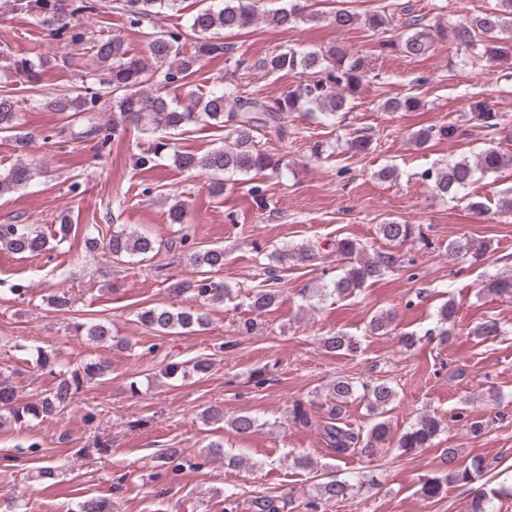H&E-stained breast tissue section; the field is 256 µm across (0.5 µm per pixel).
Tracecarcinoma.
Listing matches in <instances>:
<instances>
[{
  "instance_id": "cac0c4a2",
  "label": "carcinoma",
  "mask_w": 512,
  "mask_h": 512,
  "mask_svg": "<svg viewBox=\"0 0 512 512\" xmlns=\"http://www.w3.org/2000/svg\"><path fill=\"white\" fill-rule=\"evenodd\" d=\"M182 0H116L118 9L132 28H139L145 21L158 22L169 13L181 10ZM10 11L27 14L43 32L46 40L57 41L70 49L63 61L77 65L83 59L94 63L90 71H78V83L54 92L39 88V70L53 62L44 53L32 51L30 57L11 59L6 44H0V80L8 85L0 89V133H8L17 148L24 149L30 136L21 131L20 111L22 99L16 94L20 84L30 95L37 97L40 105L51 109L67 120L81 116L88 124L87 133L94 136L104 147L127 136L130 129L154 135L158 131L166 135L153 139L135 157V164L142 170L155 166L156 159L165 151L173 152V161L180 169L211 177L210 190L217 197L233 188L234 176L251 172H281L282 159L265 151L262 140L288 142V113L318 112L325 120L351 111V101L370 67L364 55L346 51L332 45L324 50H302L295 47L275 49L264 57L250 62L237 56L236 46L219 37L217 31L237 33L251 28L264 19L278 28L293 29L300 23L325 19L338 30H347L358 24L359 15L347 7L329 12L314 8L310 0H290L286 7L273 12L259 13L257 0H217L215 5L200 7L190 18L186 29L177 26L163 28L152 33L147 42V57L131 53L119 36L80 24V20L101 12L105 0H7ZM393 16L386 10L374 11L365 18V25L377 36L374 44L379 54L403 53L408 57H421L435 50L437 41L452 38L463 53V66L479 70L491 59L503 53L504 45L512 43V0H496L494 6L482 11L453 28L438 23L425 24L423 18L414 16L402 24L395 34L391 28ZM224 56L235 66V71L251 68L269 74L300 73L307 79L295 91L273 100H266L246 84L229 83L206 94L188 92V103L179 106L167 100L161 88L172 84H188L189 77L199 63L207 58ZM421 103L418 95L408 93L401 98H388L381 105L385 112H407ZM112 112V122L96 121L98 112ZM471 120L483 129L492 130L501 138L512 140V123L486 106L471 112ZM212 125L224 129V143L203 153L180 151L170 141V135L189 125ZM458 133L453 123L422 128L412 134L411 140L425 147L434 137L452 138ZM512 167V155L496 148H487L472 161L461 156L444 166L425 172L424 179L433 182L434 190L452 200L465 199L466 190L476 174L498 173ZM34 173L23 163L7 170H0V195L21 189L31 181ZM168 223L180 226L189 223L185 203L177 201L168 209ZM95 236L85 239L86 247L95 251L103 249L113 262H150L160 246L151 236L114 227L102 233L93 225ZM382 239L405 244L416 239L424 240L418 224H410L399 218H386L377 227ZM0 244L17 253L30 256L44 255L54 249L49 238L30 224H0ZM336 256L345 261L342 273L319 288L306 294L308 298L323 299L332 295L339 299L357 295L370 282L391 271L398 263L392 253L370 251L368 246L355 238L343 237L333 243ZM167 249L190 251L189 262L197 268V276L174 281L167 287L170 299L141 309L137 321L157 336H167L179 330H196L204 326L206 315L197 308L183 306L179 300L190 294L206 301L222 302L231 299L233 289L217 282L213 275L224 269V249L202 247L191 242L190 235L181 234L167 242ZM317 246L310 243L279 248L266 254L273 263L286 260L304 264L314 259ZM487 245H475L466 238L448 243V252L454 256L471 255L482 258ZM486 287L496 294H512V275H500L491 279ZM279 297V290L262 288L252 290L242 299L250 311L261 314L271 308ZM440 335H451L455 326L456 307L448 302L438 310ZM394 315L376 313L368 322L367 330L373 335H386L391 331ZM77 329L86 331L95 341L110 337L109 328L101 322L80 324ZM500 322L492 317L476 325L473 334L484 339L501 335ZM322 347L333 353H351L358 349V341L344 333H336L321 339ZM108 365L103 361L84 363L61 373V379L35 399H24L18 386L0 373V410L7 411L9 420L23 425L31 420L48 419L70 406L84 384L105 375ZM396 396L392 383L386 379L359 382L349 377H339L328 389L330 405L325 407L326 420L322 437L329 448L341 458L355 450L366 456L392 444L405 452L430 448L442 431V421L431 414L421 415L399 436H392L390 424L374 421L366 431L342 422L345 404L355 398L366 401L372 412L388 405ZM257 425L255 416L243 412L231 420L232 428L240 434L250 433ZM458 453L448 448L443 453V469L436 475L420 482L418 493L426 500L439 497L450 484L471 486V499L466 512H498L497 502L508 495L502 486H495L483 479L485 467L478 463L459 468ZM365 479H337L318 484L314 494L303 502L305 512H321L328 502H346L355 498Z\"/></svg>"
}]
</instances>
